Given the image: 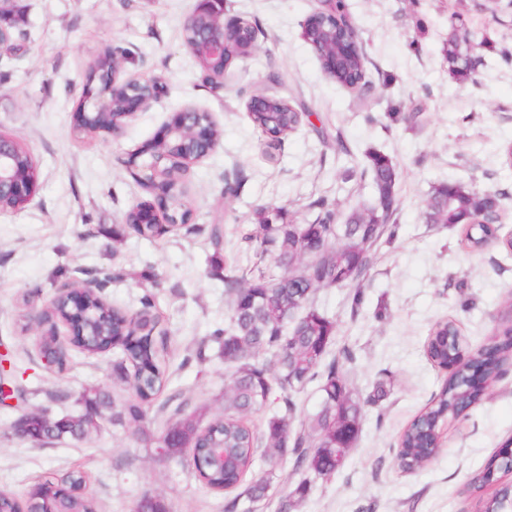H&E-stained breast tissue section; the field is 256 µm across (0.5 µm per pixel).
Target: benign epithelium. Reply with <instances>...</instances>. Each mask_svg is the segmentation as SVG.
I'll return each mask as SVG.
<instances>
[{"mask_svg": "<svg viewBox=\"0 0 512 512\" xmlns=\"http://www.w3.org/2000/svg\"><path fill=\"white\" fill-rule=\"evenodd\" d=\"M207 0H199L196 9L183 23V29L194 33L188 45L200 68L203 79L217 86L224 83L229 68L228 57H249L257 49V37H249L242 18L225 16L224 10L205 7ZM324 49L316 52L321 68L336 69V62L350 57L364 58L361 44L356 39H336V30L330 29L323 36ZM123 62L116 60L105 69L99 68L95 59L88 67V74L98 76L108 87L85 86L75 123L79 134H100L119 137L126 124L136 113L147 108L164 93V86L156 78H144L134 82L124 77ZM249 112H282L284 104L275 103L267 94H253L246 103ZM212 117L194 106H186L173 113L170 121L150 141L127 154L123 165L135 180L154 193V201L139 202L131 207L137 212V223L158 224L160 216L169 212V201L177 194L178 181L160 173V165L166 164L183 175L190 166L209 156L219 145ZM19 139L0 133V197L13 198L29 204L37 191L36 166L26 171L17 165ZM93 288H107L99 276L89 277L77 288L61 285L55 289L54 298L63 297L75 308L86 301L85 294Z\"/></svg>", "mask_w": 512, "mask_h": 512, "instance_id": "1", "label": "benign epithelium"}]
</instances>
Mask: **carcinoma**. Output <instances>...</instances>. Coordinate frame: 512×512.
Returning <instances> with one entry per match:
<instances>
[{"mask_svg": "<svg viewBox=\"0 0 512 512\" xmlns=\"http://www.w3.org/2000/svg\"><path fill=\"white\" fill-rule=\"evenodd\" d=\"M477 45V33L471 34V43L467 44L457 41L455 31H450L442 48L448 71L459 79L467 78L470 71L466 57ZM330 79L356 90L362 100L371 103L372 84L358 63L336 69ZM309 116L308 112H254L249 118L262 134L271 129L287 135L308 122ZM362 174L369 176L375 187L376 205L352 211L342 224L337 223L334 205L325 198L313 204L318 212L309 224H284L282 208L262 207L256 212L257 227L244 234L246 240L256 243L258 261L253 266L257 275L250 279L243 274L224 275L230 315L228 324L212 333L223 349L230 373L224 388V416L208 420L203 409L187 413L178 406L158 439L159 447L174 449L176 456L186 448L193 450V469L208 488L236 491L225 502L224 512H257L265 506L284 457L293 461L295 469L324 478L344 468L357 440L362 403L350 388L348 369L353 355L344 350L329 356L336 325L315 306L314 294L319 288H345L367 279L379 247L393 244L397 237L396 165L388 156L374 152L369 154ZM190 214V201L176 197L169 213L174 229L183 227L192 232V225L186 223ZM423 215L430 225L463 226L464 245L474 252L491 244L512 252V239L496 236L498 199L494 195L459 182L440 183L432 188ZM322 237L333 241L334 257L301 272L290 269L288 261L305 256L309 243ZM266 255L274 257L276 268L259 266ZM85 311L90 336L83 351L89 355L103 353L108 338L115 339L122 355L114 365V378L130 385L135 400L116 411L108 391L90 388L77 399L83 408L77 414L29 413L30 431L45 438L87 440L97 428V421L84 413L89 407L112 411L114 424L138 427L166 379L168 331L155 310L152 294H144L134 320L126 312L109 310L97 298L85 304ZM72 313L69 305L50 304L47 326L43 335L36 337L39 350L58 356L56 369L60 373L69 364V357L56 350V325ZM498 335L500 339L491 342L495 355L512 358V320L503 321ZM462 350L463 338L454 322H437L429 329L425 353L435 367L448 369ZM496 368L486 351L473 353L455 367L431 404L417 413L399 436L395 456L399 469L413 472L436 456L444 420L469 412L484 395V390L472 384L473 376L480 374L492 382ZM313 381L318 382L320 407L301 424V429L295 430L291 422L297 395ZM275 391L279 392L280 410L258 433L246 419L264 407ZM262 440L264 469L246 484L245 475L253 466ZM215 448L224 449L222 465L212 461ZM511 469L512 456L496 453L473 473L471 490L482 501L483 512H512V484L503 482ZM48 502L56 512H97L87 492V475L80 469L34 483L21 502L10 492H0V512L22 508L43 512Z\"/></svg>", "mask_w": 512, "mask_h": 512, "instance_id": "carcinoma-1", "label": "carcinoma"}]
</instances>
